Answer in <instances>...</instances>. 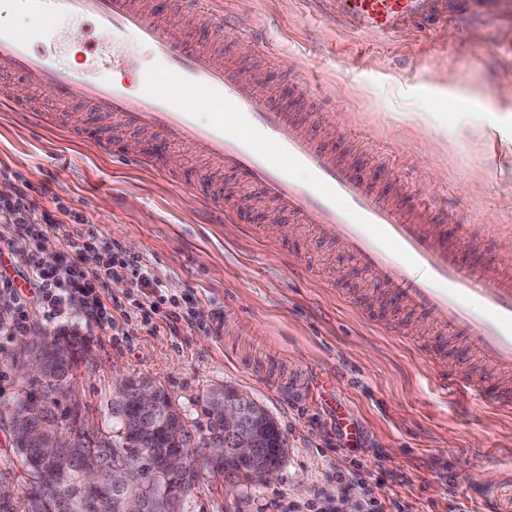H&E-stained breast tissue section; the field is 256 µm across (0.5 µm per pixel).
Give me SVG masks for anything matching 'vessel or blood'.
Segmentation results:
<instances>
[{
  "label": "vessel or blood",
  "instance_id": "vessel-or-blood-1",
  "mask_svg": "<svg viewBox=\"0 0 512 512\" xmlns=\"http://www.w3.org/2000/svg\"><path fill=\"white\" fill-rule=\"evenodd\" d=\"M337 27L380 39L413 27L431 32L449 17L468 21L512 13V0H314ZM183 0H0V75L18 73L26 87L55 102L81 101L122 123L156 132L157 144L124 150L131 165L159 168L163 149L185 145L214 160L239 181L322 234H335L348 259L390 287L403 305L429 314L442 344L428 352L433 380L444 396L476 397L486 408H512V278L484 275L460 244V224L427 225L420 208L396 202L383 180L335 147L320 143L286 93L261 78L224 65L211 49L170 20ZM37 21L25 32L18 20ZM112 33L111 46L87 44L81 66L64 56L72 31ZM150 49L152 63L139 61ZM0 102L28 123L53 126L21 94ZM209 111L200 120L199 107ZM216 214L236 218L223 197L196 182H181ZM462 339L503 377L473 381L445 360L446 343Z\"/></svg>",
  "mask_w": 512,
  "mask_h": 512
}]
</instances>
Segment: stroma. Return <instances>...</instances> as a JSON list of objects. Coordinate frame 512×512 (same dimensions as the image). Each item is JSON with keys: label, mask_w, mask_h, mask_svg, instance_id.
<instances>
[{"label": "stroma", "mask_w": 512, "mask_h": 512, "mask_svg": "<svg viewBox=\"0 0 512 512\" xmlns=\"http://www.w3.org/2000/svg\"><path fill=\"white\" fill-rule=\"evenodd\" d=\"M265 47L245 51L241 36L198 16L190 33L224 63L262 74L278 89L303 82L298 106L314 133L371 173L393 172L407 204L469 226L463 245L489 276L512 274V17L476 26L449 20L439 30L387 39L336 28L305 0H218ZM55 113L48 129L0 109V170L35 188L39 208L54 199L94 231V252L113 242L140 257L190 318L170 332L163 309L149 318L115 312L111 327L74 308L55 319L31 310L32 332L70 330L85 353L63 400L91 434L111 436L112 399L126 378L162 386L193 437L197 404L211 389L247 391L273 416L289 452L269 480L231 482L207 468L178 512H274L313 501L354 512L369 500L383 512H512V414L477 401L450 400L433 386L423 352L438 330L418 310L387 301L388 288L354 267L336 237L279 211L184 146L170 176L136 170L105 154L69 123L137 148L148 132L80 105L29 93ZM190 177L235 203L244 223H212L176 185ZM0 272L15 274L41 249L18 226L0 221ZM27 336L0 333V405L21 384Z\"/></svg>", "instance_id": "obj_1"}]
</instances>
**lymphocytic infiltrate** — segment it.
<instances>
[{"label":"lymphocytic infiltrate","instance_id":"lymphocytic-infiltrate-1","mask_svg":"<svg viewBox=\"0 0 512 512\" xmlns=\"http://www.w3.org/2000/svg\"><path fill=\"white\" fill-rule=\"evenodd\" d=\"M32 190V185L24 182L17 187L13 196L1 198L0 217L10 219L34 237L53 233L61 240L68 259L63 262L37 252L28 258L20 279L0 275V301L12 304L16 310L11 332L28 331L29 304L33 301L38 303L45 316L52 318L75 302L99 324L111 325L112 315L99 294V284L104 278L116 284L128 278L141 288L157 287V280L141 265L138 257L117 244L110 248L99 272L87 274L79 260L89 247L88 241L74 236L60 220L39 209L31 196Z\"/></svg>","mask_w":512,"mask_h":512}]
</instances>
